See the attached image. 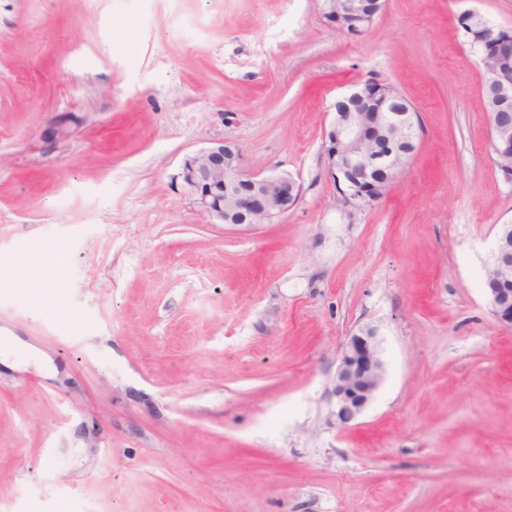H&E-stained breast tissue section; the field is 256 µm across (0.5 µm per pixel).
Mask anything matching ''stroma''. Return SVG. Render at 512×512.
Instances as JSON below:
<instances>
[{
  "label": "stroma",
  "mask_w": 512,
  "mask_h": 512,
  "mask_svg": "<svg viewBox=\"0 0 512 512\" xmlns=\"http://www.w3.org/2000/svg\"><path fill=\"white\" fill-rule=\"evenodd\" d=\"M469 13L512 31V0H387L356 36L320 0H0V336L56 368L0 365V512H512V326L481 287L512 177ZM372 77L420 140L347 203L323 134ZM223 142L297 203L206 220L173 177ZM367 327L384 375L342 428ZM489 148L497 167L506 175L512 176V128L500 126L491 120ZM374 329L362 331L345 344L336 371L333 414L340 426H349L372 401L384 374V363Z\"/></svg>",
  "instance_id": "1"
}]
</instances>
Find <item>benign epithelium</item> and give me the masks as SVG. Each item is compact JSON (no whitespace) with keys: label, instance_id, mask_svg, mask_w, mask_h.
Listing matches in <instances>:
<instances>
[{"label":"benign epithelium","instance_id":"7a95c632","mask_svg":"<svg viewBox=\"0 0 512 512\" xmlns=\"http://www.w3.org/2000/svg\"><path fill=\"white\" fill-rule=\"evenodd\" d=\"M385 7V0H323L330 25L358 34ZM484 85L497 109L512 107V61L489 50L481 54ZM337 101H354L361 112H337L324 134L327 171L347 202L372 201L386 192L408 162L396 148L379 153L370 148L367 112L383 115L395 144H417L416 113L388 83L370 78L356 83ZM76 118L61 114L51 123V136L65 139ZM489 148L497 167L512 176V129L491 124ZM178 192L211 221L222 224H263L288 211L300 197V185L286 173L264 175L242 166L239 149L223 143L184 157L174 176ZM495 317L512 326V292L498 288L487 293ZM373 329L362 331L345 344L332 390L336 423L346 427L372 401L384 374Z\"/></svg>","mask_w":512,"mask_h":512}]
</instances>
